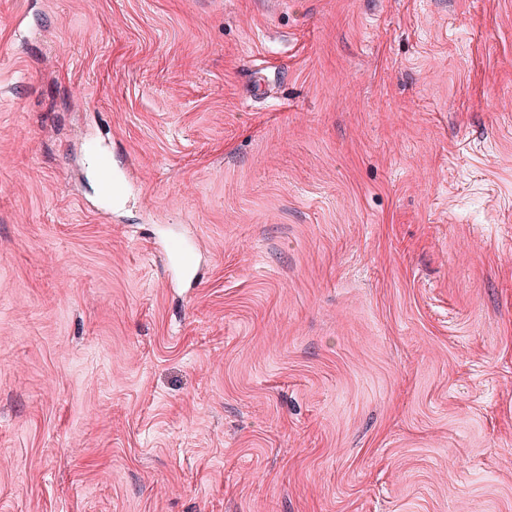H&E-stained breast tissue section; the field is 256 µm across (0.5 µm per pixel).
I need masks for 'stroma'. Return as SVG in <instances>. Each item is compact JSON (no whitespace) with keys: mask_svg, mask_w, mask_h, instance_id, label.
Returning a JSON list of instances; mask_svg holds the SVG:
<instances>
[{"mask_svg":"<svg viewBox=\"0 0 512 512\" xmlns=\"http://www.w3.org/2000/svg\"><path fill=\"white\" fill-rule=\"evenodd\" d=\"M25 2L0 512H512V0Z\"/></svg>","mask_w":512,"mask_h":512,"instance_id":"stroma-1","label":"stroma"}]
</instances>
